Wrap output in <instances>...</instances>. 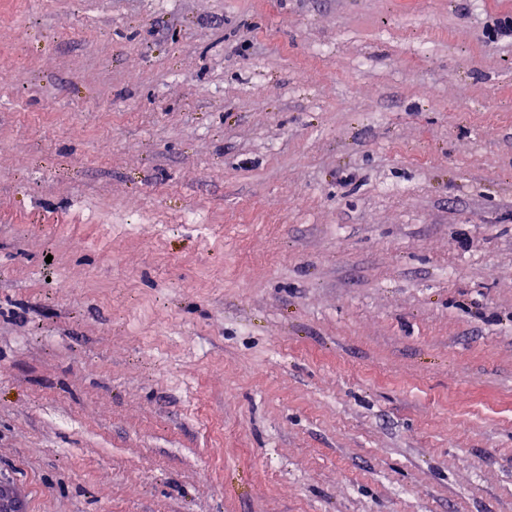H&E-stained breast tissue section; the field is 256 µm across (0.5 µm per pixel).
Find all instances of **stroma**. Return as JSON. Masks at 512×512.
<instances>
[{
    "instance_id": "35a3bbf8",
    "label": "stroma",
    "mask_w": 512,
    "mask_h": 512,
    "mask_svg": "<svg viewBox=\"0 0 512 512\" xmlns=\"http://www.w3.org/2000/svg\"><path fill=\"white\" fill-rule=\"evenodd\" d=\"M2 59L27 512H512V0H0Z\"/></svg>"
}]
</instances>
